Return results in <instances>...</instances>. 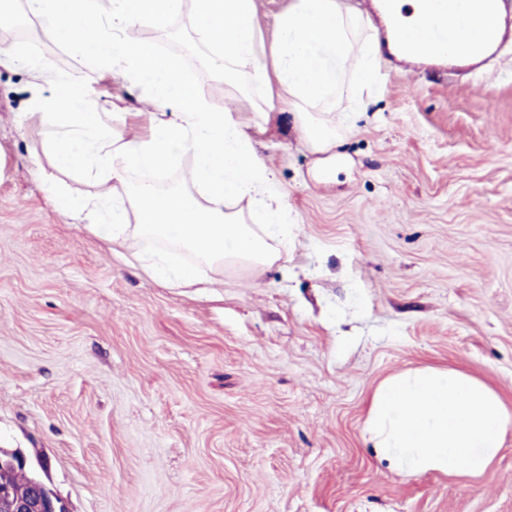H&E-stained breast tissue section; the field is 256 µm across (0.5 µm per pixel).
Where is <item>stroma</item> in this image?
<instances>
[{"label": "stroma", "instance_id": "stroma-1", "mask_svg": "<svg viewBox=\"0 0 512 512\" xmlns=\"http://www.w3.org/2000/svg\"><path fill=\"white\" fill-rule=\"evenodd\" d=\"M18 47L80 58L29 17ZM0 68V448L47 461L71 512H512V428L477 478L406 475L373 455L377 386L452 367L512 410V41L481 69L380 70L326 106L349 116L336 168L275 113L253 134L297 223L288 256L169 288L48 201L57 128ZM93 112L153 106L103 72Z\"/></svg>", "mask_w": 512, "mask_h": 512}]
</instances>
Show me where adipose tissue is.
Segmentation results:
<instances>
[{
    "mask_svg": "<svg viewBox=\"0 0 512 512\" xmlns=\"http://www.w3.org/2000/svg\"><path fill=\"white\" fill-rule=\"evenodd\" d=\"M32 12L75 50L82 67L61 77L30 69L31 83L54 84L60 127L42 176L55 206L74 222L125 248L150 246L144 263L155 280L181 287L209 284V271L259 270L282 257L295 231L273 172L255 150L252 131L273 111L295 109L313 152L333 150L342 123L323 105L345 85L371 79L380 46L371 20L341 0H294L278 19L272 57H264L254 0H29ZM189 14L206 42L207 81L250 79L244 112L215 102L207 81L188 75L170 54L140 35ZM143 86L155 110L145 136L125 138L87 107L90 79L104 71ZM191 157L178 188L130 183L132 172H162ZM78 173L97 182L90 195L64 181ZM256 205L257 223L236 210ZM190 259L171 263L170 253ZM512 413L478 378L453 368L392 376L376 389L364 432L375 455L407 473L482 475L500 453Z\"/></svg>",
    "mask_w": 512,
    "mask_h": 512,
    "instance_id": "adipose-tissue-1",
    "label": "adipose tissue"
}]
</instances>
